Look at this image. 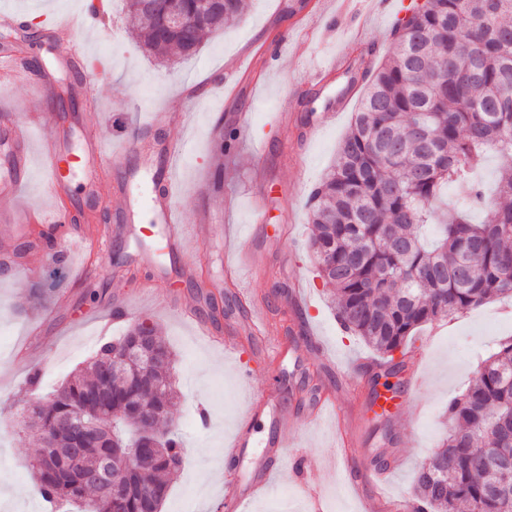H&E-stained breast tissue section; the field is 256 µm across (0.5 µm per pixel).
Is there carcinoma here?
Listing matches in <instances>:
<instances>
[{
    "mask_svg": "<svg viewBox=\"0 0 512 512\" xmlns=\"http://www.w3.org/2000/svg\"><path fill=\"white\" fill-rule=\"evenodd\" d=\"M247 0H224L190 30H163L141 0H126L131 34L147 53L187 58L207 32L240 17ZM79 67L57 79L62 111H76L72 86ZM512 0H425L398 20L392 50L371 73L330 171L312 191L309 246L318 275L332 289L341 326L375 351L393 374L394 354L428 324L452 319L494 297L512 294ZM218 155L236 148L233 132L215 136ZM500 157L501 177L486 218L472 223L465 210L437 213L442 189L458 185L474 204L484 201L471 178L488 150ZM162 355L154 369L161 387L156 406L173 403L167 371L172 353L155 329L137 323L117 342L100 346L84 372L74 374L39 412L46 452L57 458L81 449L66 468L33 465L32 476L51 512L78 504L83 512H161L167 478L180 464L182 443L157 432L139 392V368L112 371V354L139 337ZM81 409L99 428L87 439L61 428ZM512 414V339L499 344L474 379L444 411L451 428L416 469L410 512H512V432L489 418ZM154 447L136 469L126 455L144 439ZM496 448L497 462L486 461ZM115 462L127 488L112 500V484L93 479L101 462Z\"/></svg>",
    "mask_w": 512,
    "mask_h": 512,
    "instance_id": "carcinoma-1",
    "label": "carcinoma"
}]
</instances>
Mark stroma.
Returning <instances> with one entry per match:
<instances>
[{
	"label": "stroma",
	"mask_w": 512,
	"mask_h": 512,
	"mask_svg": "<svg viewBox=\"0 0 512 512\" xmlns=\"http://www.w3.org/2000/svg\"><path fill=\"white\" fill-rule=\"evenodd\" d=\"M104 26L81 40L102 70L94 111L79 109L59 121V105L38 74L44 61L59 62L66 49L44 38L17 48L21 59L12 91L0 95V160L13 153L14 126L29 129L28 181L15 205L35 212L69 210L74 224L61 245L62 261H53L36 237L37 224L17 226L0 215V512H49L31 474L41 444L19 430L20 413L30 395L50 393L87 366L99 345L124 336L125 326L107 323L115 295L125 296L131 321L156 326L176 358L171 374L178 400L169 426L183 442V463L170 478L162 512H224V490L216 473L224 462L223 446L250 402L275 383L281 368L259 361L257 354L278 343H296L305 384L282 388V404L303 423L291 436L293 452L306 459L302 477L283 472L244 512H308L298 479L321 482L331 504L346 512H372L376 495L353 492L342 470L329 464L340 451L353 458H399L387 477L384 494L400 502L413 495V476L449 424L448 402L471 382L492 347L512 336V298H497L449 322L419 330L408 350L424 377L421 389L406 385L407 370L391 377V390L376 386L359 362L375 355L360 339L341 328L330 289L319 278L307 246L310 191L326 173L346 134L364 86L368 60L382 62L393 41L398 13L386 11L360 21L354 9L328 22L322 0H249L232 25L206 35L200 51L185 60L164 63L145 53L131 37L124 0H105ZM364 25L363 42L349 39ZM284 50L273 69L237 71L241 50L254 51L276 42ZM336 69L319 84L314 71ZM295 97L287 122L281 103ZM28 102L18 112L15 100ZM188 113L186 122L153 129L151 141L182 144L173 161L164 155L146 160L129 153L102 170L87 189L81 167H74L63 190L42 181L41 146L59 140L65 153L83 155L84 127L95 122L102 139L120 147L137 136L149 114ZM235 131L237 146L224 159V188L211 190L216 130ZM171 163L172 184L183 222L179 252L155 255L156 241L137 238L133 222L153 223L151 210L132 216L121 208V195L154 189L157 171ZM264 185V198L254 189ZM267 221L244 237V253L233 260L224 252V227L247 226L254 206ZM206 228H198V220ZM205 280L198 292L197 280ZM266 305V319L277 335L245 333L240 322L253 304ZM210 323L214 339L198 334L182 309ZM234 338L246 352L245 363L226 358L223 341ZM40 370L30 387L32 370ZM250 380H242V370ZM329 387L355 422L349 445L329 425L306 423V391ZM389 393L402 412L380 417L377 394ZM211 428H204L200 413Z\"/></svg>",
	"instance_id": "35a3bbf8"
}]
</instances>
